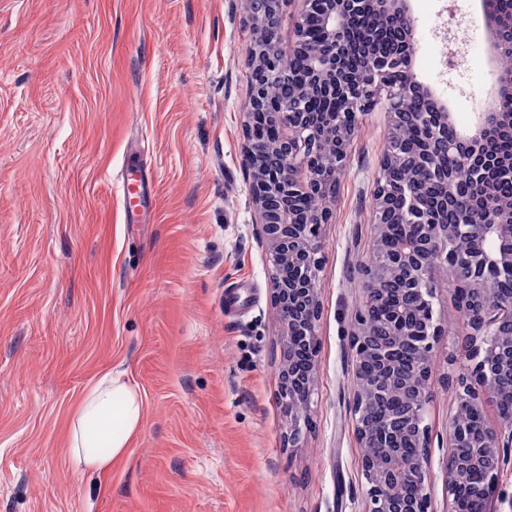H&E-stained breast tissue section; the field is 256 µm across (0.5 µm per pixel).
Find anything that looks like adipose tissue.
<instances>
[{
    "label": "adipose tissue",
    "mask_w": 512,
    "mask_h": 512,
    "mask_svg": "<svg viewBox=\"0 0 512 512\" xmlns=\"http://www.w3.org/2000/svg\"><path fill=\"white\" fill-rule=\"evenodd\" d=\"M143 417L139 391L121 375L105 374L79 400L70 434L69 463L74 471H111L139 430Z\"/></svg>",
    "instance_id": "ef3b65f1"
}]
</instances>
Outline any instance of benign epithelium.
Returning <instances> with one entry per match:
<instances>
[{
	"mask_svg": "<svg viewBox=\"0 0 512 512\" xmlns=\"http://www.w3.org/2000/svg\"><path fill=\"white\" fill-rule=\"evenodd\" d=\"M297 1L301 8L294 18L292 54L306 47L307 16L320 14L325 42L322 50L311 57L307 82L327 97L341 96L343 102V110L332 113L325 126L308 122L301 96L271 103L264 94L268 83L288 76L289 57L279 47V23L283 8ZM255 5L251 12L253 40L247 51L253 84L247 112L246 163L253 198L262 217L259 235L272 265L273 297L279 312L286 373H294L295 363L303 360L302 381L290 379L282 383L279 392L290 417L284 445L297 446L302 431L309 426L307 409L315 386L318 356L320 230L326 219L324 214L298 208L296 201L314 193H333L336 169L342 167L359 114L383 100L392 131L374 192L377 264L361 269L364 295L354 311L348 336L355 358V431L363 448L366 512H430L425 492L429 435L421 407L431 376L433 350L442 329L434 322L431 289L421 284L435 261L438 247L444 249L448 262L467 268L465 279L448 282L469 329L468 343L460 350V356L468 362V373L457 380L462 389L457 405L481 415L487 399L496 403L499 410L511 404L512 384L504 382V375L512 374V298L494 296L490 282L502 273L512 276V250L487 251L483 241L501 235L505 229L512 234V209L506 213L496 207L478 213L465 211L459 223L445 224L427 209H414L405 203L395 205L394 201L419 193L417 189H403L391 179L392 169L406 163L396 131L405 120L418 117L416 113L404 112L401 101L410 96L423 98L431 112L440 117L434 123L423 124L428 150L417 167L425 178L443 182L448 197L454 198L458 178L454 171L441 166L440 156L453 149L463 162L477 154L485 137L512 114V86L497 75L494 92L483 103L473 132L464 134L458 130L447 105L418 82L414 72H409L405 86L394 83L392 68H412V56L400 55L389 61L370 47L369 61L360 72L348 76L343 70L346 54L366 43L356 27L360 15L375 8L389 21L410 30L406 0H255ZM482 11L491 31L492 54L497 58L500 32L507 19L490 9L489 0H482ZM270 122L278 125L282 143V162L273 170L264 162L265 148L259 135V130ZM450 128L455 133L451 142ZM394 223L411 224L417 234L407 247L385 253L380 239ZM285 263L296 264L303 277L297 281L280 279L277 269ZM396 272L404 277L406 290L419 296L420 304L412 312L395 309L389 320L379 326L373 322L374 310L380 302L377 282ZM404 353L413 362L411 373L396 363ZM368 361L376 366L375 380L361 382L357 377ZM511 446V415H500L495 427L483 420L476 432L449 424L445 469L452 499L448 512H463L461 489L477 475L483 512H492L503 462L500 449ZM403 484L413 485L416 493L407 496L394 492Z\"/></svg>",
	"mask_w": 512,
	"mask_h": 512,
	"instance_id": "1",
	"label": "benign epithelium"
}]
</instances>
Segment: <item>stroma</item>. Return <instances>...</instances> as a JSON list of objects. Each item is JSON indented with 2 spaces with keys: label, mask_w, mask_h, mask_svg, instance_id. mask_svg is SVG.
I'll list each match as a JSON object with an SVG mask.
<instances>
[{
  "label": "stroma",
  "mask_w": 512,
  "mask_h": 512,
  "mask_svg": "<svg viewBox=\"0 0 512 512\" xmlns=\"http://www.w3.org/2000/svg\"><path fill=\"white\" fill-rule=\"evenodd\" d=\"M407 7L417 80L471 125L496 67L480 0ZM251 42L240 0H0V512H365L348 334L388 116H360L329 197L311 427L287 448ZM145 173L152 201L126 223L115 179ZM432 307L425 490L448 512L465 325L446 279ZM111 370L143 397L140 429L111 473L74 471L75 406Z\"/></svg>",
  "instance_id": "1"
}]
</instances>
